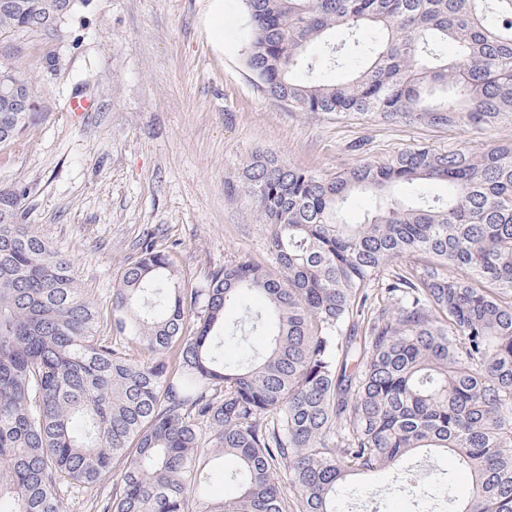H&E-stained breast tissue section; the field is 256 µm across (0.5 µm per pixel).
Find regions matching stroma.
I'll use <instances>...</instances> for the list:
<instances>
[{
	"label": "stroma",
	"instance_id": "35a3bbf8",
	"mask_svg": "<svg viewBox=\"0 0 512 512\" xmlns=\"http://www.w3.org/2000/svg\"><path fill=\"white\" fill-rule=\"evenodd\" d=\"M245 26L241 0H85L63 39L18 33L0 41V62L57 100L0 148V189L27 188V223L70 262L101 318H109L112 290L146 238L197 286L241 258L274 266L268 226L224 188L253 152L331 175L420 142L479 152L512 141V124L476 133L292 112L247 70ZM51 52L66 68L48 83L43 60ZM77 94L93 99L91 111L69 112ZM361 138L368 145L358 155L349 145ZM445 467L437 457L420 464L421 498L395 488L385 472L353 478L337 508L443 512L448 494L470 486L463 472L444 478Z\"/></svg>",
	"mask_w": 512,
	"mask_h": 512
}]
</instances>
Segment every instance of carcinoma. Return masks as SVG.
Listing matches in <instances>:
<instances>
[{
    "label": "carcinoma",
    "mask_w": 512,
    "mask_h": 512,
    "mask_svg": "<svg viewBox=\"0 0 512 512\" xmlns=\"http://www.w3.org/2000/svg\"><path fill=\"white\" fill-rule=\"evenodd\" d=\"M19 2L0 10V37L56 38L83 6ZM242 3L246 66L294 112L512 123V0ZM338 27L347 48L328 40ZM314 44L330 66L363 63L340 83L301 81ZM37 116L0 112V147ZM435 182L446 199L430 197ZM226 190L269 226L275 267L231 262L193 288L145 240L112 294L110 336L70 264L23 223L26 191L0 190V512H67L85 496L91 512H337L353 476L392 470L417 492L407 460L424 452L471 478L447 512H512V141L417 143L336 176L263 151ZM357 192L374 207L347 224ZM223 455L239 494L213 502Z\"/></svg>",
    "instance_id": "obj_1"
}]
</instances>
